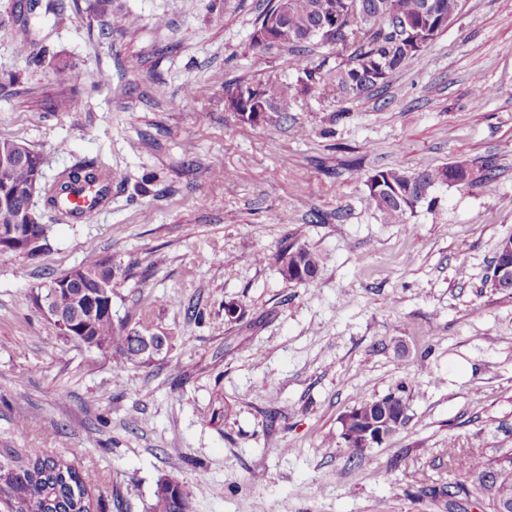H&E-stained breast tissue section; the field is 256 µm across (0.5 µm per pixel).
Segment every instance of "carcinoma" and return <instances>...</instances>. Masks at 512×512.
Wrapping results in <instances>:
<instances>
[{"instance_id":"carcinoma-1","label":"carcinoma","mask_w":512,"mask_h":512,"mask_svg":"<svg viewBox=\"0 0 512 512\" xmlns=\"http://www.w3.org/2000/svg\"><path fill=\"white\" fill-rule=\"evenodd\" d=\"M463 0H268L255 26L275 22L274 39L250 35L255 49L273 45L288 47L293 55L296 82L269 78L254 84L242 81L228 99L240 104L242 112L265 107L263 122L273 116H287L299 95H309L329 87L338 99H357L385 85L388 78L417 56L444 31L460 12ZM340 47L336 64L329 59L308 58L314 42ZM40 155L27 145L0 139V224L27 222L24 192L34 181H42ZM109 175L92 164L76 165L52 185H44L47 204L62 216H69L66 191L79 186L89 194L101 195ZM471 168L465 162L418 170L394 168L368 176L367 189L385 223L399 224L416 207L432 200L439 185H469ZM278 271L288 282L309 283L320 270L319 255L304 244L283 242L275 256ZM80 288H57L53 304L66 312L76 309ZM150 312L137 314V321L114 322L108 315L93 320L84 340L112 346V354L124 364L137 366L151 361L139 355L137 336L150 331ZM391 395L360 402L352 412L362 414L363 423H353L342 436L353 455L365 452L352 439L359 427H377L384 416L394 413ZM6 467L0 476V501L12 512H91L92 496L88 475L60 457L35 456L0 460ZM448 467L464 472L465 479L446 485H424L420 498L445 502L448 509L469 499L486 501L487 512H497L496 504L512 503V448L493 458L473 456L448 446ZM149 512H190L189 495L180 484L157 485Z\"/></svg>"}]
</instances>
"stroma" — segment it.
<instances>
[{
    "label": "stroma",
    "instance_id": "35a3bbf8",
    "mask_svg": "<svg viewBox=\"0 0 512 512\" xmlns=\"http://www.w3.org/2000/svg\"><path fill=\"white\" fill-rule=\"evenodd\" d=\"M265 4L40 0L0 24V138L38 152L46 183L84 162L110 176L89 220L36 196L46 250L0 253V453L69 459L97 512H146L165 478L192 512H447L415 493L456 479L449 443L512 448V290L486 280L512 236V0H463L383 88L253 126L227 108L236 81L294 76L287 47L250 46ZM62 65L78 79L58 83ZM460 161L472 184L438 186L406 223L368 200L365 176ZM287 238L321 255L313 282L279 274ZM94 255L127 272L113 319L149 307L167 356L122 365L36 310ZM399 388L405 425L353 457L342 416Z\"/></svg>",
    "mask_w": 512,
    "mask_h": 512
}]
</instances>
